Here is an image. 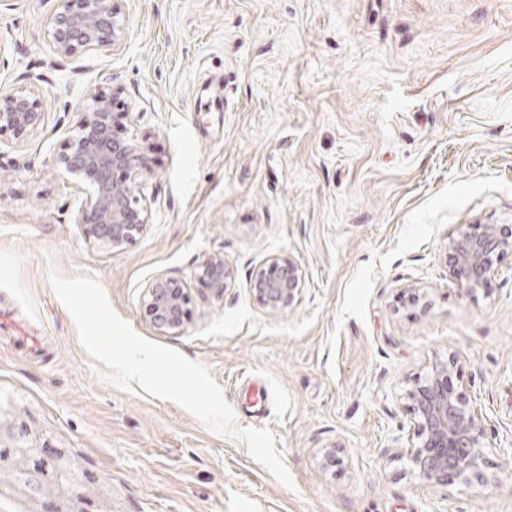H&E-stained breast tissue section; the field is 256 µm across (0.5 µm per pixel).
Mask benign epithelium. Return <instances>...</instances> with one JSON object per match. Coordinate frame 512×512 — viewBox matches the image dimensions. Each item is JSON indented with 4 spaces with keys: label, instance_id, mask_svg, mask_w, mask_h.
<instances>
[{
    "label": "benign epithelium",
    "instance_id": "1",
    "mask_svg": "<svg viewBox=\"0 0 512 512\" xmlns=\"http://www.w3.org/2000/svg\"><path fill=\"white\" fill-rule=\"evenodd\" d=\"M112 0H57L50 31L61 58L107 51L126 36V21ZM122 91L97 90L78 113L74 135L65 139L55 166L76 188L88 185L75 216L88 241L117 252L142 235L151 212L139 177L150 169L146 141L128 135L129 112H116ZM44 119L41 103L26 95L0 93V137L15 139ZM512 254L511 224H461L448 234L449 275L467 295L487 289L503 256ZM233 269L222 256L204 258L195 278L214 297H224ZM301 264L291 254L274 255L256 272L253 290L271 315L295 306L303 288ZM192 299L179 280L161 274L145 289L143 307L150 325L176 334L188 323ZM411 415L406 453L418 476L432 485L467 483L480 475L486 447L482 412L454 385L448 365L436 364L404 393Z\"/></svg>",
    "mask_w": 512,
    "mask_h": 512
}]
</instances>
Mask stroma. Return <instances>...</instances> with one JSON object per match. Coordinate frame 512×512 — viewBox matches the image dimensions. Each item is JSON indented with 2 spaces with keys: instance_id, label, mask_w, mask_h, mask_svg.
Returning a JSON list of instances; mask_svg holds the SVG:
<instances>
[{
  "instance_id": "obj_1",
  "label": "stroma",
  "mask_w": 512,
  "mask_h": 512,
  "mask_svg": "<svg viewBox=\"0 0 512 512\" xmlns=\"http://www.w3.org/2000/svg\"><path fill=\"white\" fill-rule=\"evenodd\" d=\"M114 4L122 44L62 59L55 0H0V92L45 112L0 140V443L68 449L111 478L109 512H512V255L472 298L448 273L457 225H512V0ZM98 87L122 89L152 159L151 220L115 253L85 240L53 162ZM285 253L305 286L273 316L250 282ZM212 254L233 269L220 299L194 281ZM160 274L193 297L177 334L144 316ZM53 275L97 277L137 334L205 365L238 427L273 432L294 488L100 379ZM451 357L485 417L482 475L429 485L396 442L403 394Z\"/></svg>"
}]
</instances>
